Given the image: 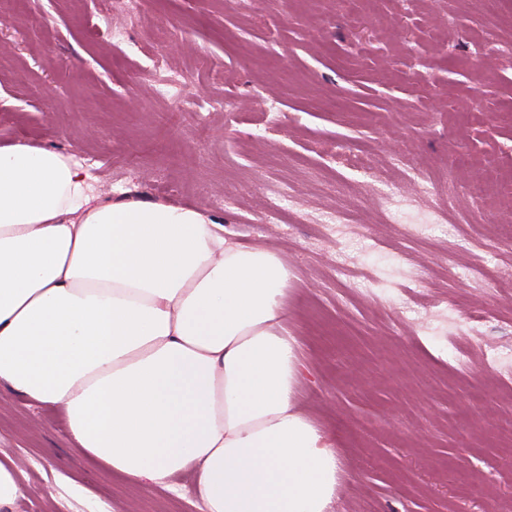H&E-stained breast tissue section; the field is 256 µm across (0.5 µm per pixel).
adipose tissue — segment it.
Masks as SVG:
<instances>
[{
    "label": "adipose tissue",
    "mask_w": 512,
    "mask_h": 512,
    "mask_svg": "<svg viewBox=\"0 0 512 512\" xmlns=\"http://www.w3.org/2000/svg\"><path fill=\"white\" fill-rule=\"evenodd\" d=\"M91 180L0 146V389L61 406L73 448L131 484L193 473L205 512H330L340 460L297 405L287 262Z\"/></svg>",
    "instance_id": "ef3b65f1"
}]
</instances>
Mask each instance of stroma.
<instances>
[{"label": "stroma", "mask_w": 512, "mask_h": 512, "mask_svg": "<svg viewBox=\"0 0 512 512\" xmlns=\"http://www.w3.org/2000/svg\"><path fill=\"white\" fill-rule=\"evenodd\" d=\"M0 32V144L287 261L298 403L342 460L331 512L512 507V396L479 351L512 344V0H0ZM272 186L303 219L265 223ZM0 457L26 488L13 512L202 508L192 474L131 486L71 448L60 408L3 390Z\"/></svg>", "instance_id": "stroma-1"}]
</instances>
